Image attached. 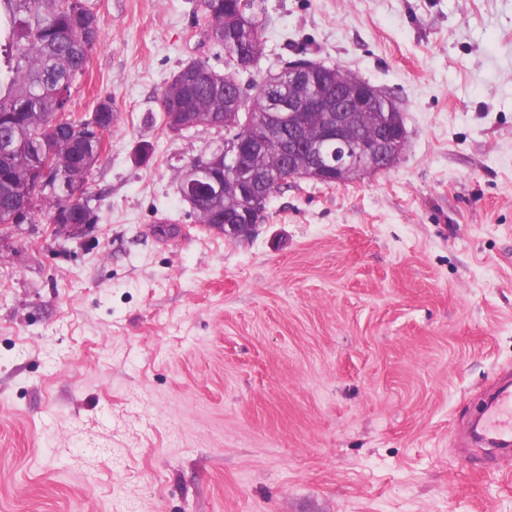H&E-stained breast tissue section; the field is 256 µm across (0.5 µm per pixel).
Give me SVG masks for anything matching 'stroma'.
<instances>
[{"mask_svg": "<svg viewBox=\"0 0 512 512\" xmlns=\"http://www.w3.org/2000/svg\"><path fill=\"white\" fill-rule=\"evenodd\" d=\"M89 3L69 107L120 124L96 224H0V512H512V455L465 442L512 378V0H261L240 84L340 67L408 142L282 187L246 239L178 189L225 131L161 125L182 65L226 64L200 0Z\"/></svg>", "mask_w": 512, "mask_h": 512, "instance_id": "stroma-1", "label": "stroma"}]
</instances>
